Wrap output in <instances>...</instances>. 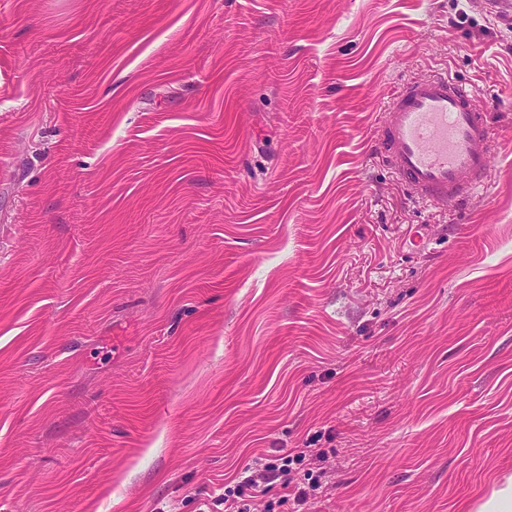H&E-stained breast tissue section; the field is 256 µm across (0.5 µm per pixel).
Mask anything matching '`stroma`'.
Here are the masks:
<instances>
[{"label":"stroma","instance_id":"35a3bbf8","mask_svg":"<svg viewBox=\"0 0 512 512\" xmlns=\"http://www.w3.org/2000/svg\"><path fill=\"white\" fill-rule=\"evenodd\" d=\"M480 90L459 212L373 134ZM307 448V512L512 477V25L470 0H0V512H201Z\"/></svg>","mask_w":512,"mask_h":512}]
</instances>
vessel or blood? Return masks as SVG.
<instances>
[{
    "instance_id": "obj_1",
    "label": "vessel or blood",
    "mask_w": 512,
    "mask_h": 512,
    "mask_svg": "<svg viewBox=\"0 0 512 512\" xmlns=\"http://www.w3.org/2000/svg\"><path fill=\"white\" fill-rule=\"evenodd\" d=\"M374 151L415 200L460 207L487 191L493 132L476 89L422 76L406 81L385 107Z\"/></svg>"
}]
</instances>
